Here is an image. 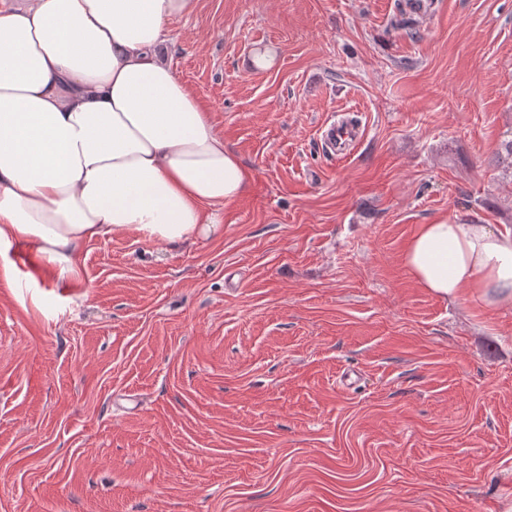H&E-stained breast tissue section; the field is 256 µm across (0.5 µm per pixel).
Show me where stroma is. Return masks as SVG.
Listing matches in <instances>:
<instances>
[{"label":"stroma","mask_w":512,"mask_h":512,"mask_svg":"<svg viewBox=\"0 0 512 512\" xmlns=\"http://www.w3.org/2000/svg\"><path fill=\"white\" fill-rule=\"evenodd\" d=\"M198 0L159 56L250 170L218 229L0 254V512H512V310L419 225L512 226V0ZM363 134H320L346 108ZM359 375L347 385L343 375ZM324 131V129H326ZM322 130V138L331 147L343 151L353 140L354 128L345 122H333ZM403 264L433 296L483 311L512 309V228L479 219L422 224Z\"/></svg>","instance_id":"1"}]
</instances>
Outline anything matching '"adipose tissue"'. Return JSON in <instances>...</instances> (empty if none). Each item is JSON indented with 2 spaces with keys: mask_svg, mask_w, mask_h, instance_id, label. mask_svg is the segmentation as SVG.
<instances>
[{
  "mask_svg": "<svg viewBox=\"0 0 512 512\" xmlns=\"http://www.w3.org/2000/svg\"><path fill=\"white\" fill-rule=\"evenodd\" d=\"M196 0H0V250L35 246L60 275L85 242H165L215 227L251 172L157 56ZM403 264L433 296L512 309V228L420 225Z\"/></svg>",
  "mask_w": 512,
  "mask_h": 512,
  "instance_id": "adipose-tissue-1",
  "label": "adipose tissue"
}]
</instances>
